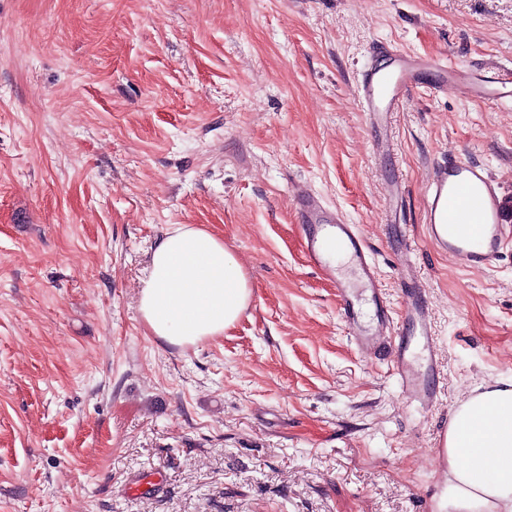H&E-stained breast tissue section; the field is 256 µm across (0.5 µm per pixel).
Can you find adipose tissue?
Instances as JSON below:
<instances>
[{
	"instance_id": "ef3b65f1",
	"label": "adipose tissue",
	"mask_w": 512,
	"mask_h": 512,
	"mask_svg": "<svg viewBox=\"0 0 512 512\" xmlns=\"http://www.w3.org/2000/svg\"><path fill=\"white\" fill-rule=\"evenodd\" d=\"M251 298L248 275L223 238L175 224L153 249L139 308L151 335L184 346L223 335ZM443 459L444 512H512V384L460 404L448 420Z\"/></svg>"
}]
</instances>
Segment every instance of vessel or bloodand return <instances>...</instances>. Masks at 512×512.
<instances>
[{
	"label": "vessel or blood",
	"instance_id": "1",
	"mask_svg": "<svg viewBox=\"0 0 512 512\" xmlns=\"http://www.w3.org/2000/svg\"><path fill=\"white\" fill-rule=\"evenodd\" d=\"M437 74V87H453L471 96L498 101L512 96V67L501 69L487 79L476 73L412 54L394 56L385 66L368 63L357 81V96L370 121L387 128L394 112L400 111L410 91L420 87L426 72ZM302 232L307 240L306 256L312 265L329 270L327 245L350 252L362 277L375 295L377 328L393 351L391 371L410 401L430 406L436 396L407 357L404 323L419 329L420 342L429 372H436L435 341L431 320L419 283L411 266H404L399 278L403 316L393 317L392 303L383 291L380 274L357 225L335 215L310 189L294 190ZM499 183L481 163L454 158L435 166L426 185L425 216L432 239L448 255L469 269L489 268L506 247L512 246V226L505 224Z\"/></svg>",
	"mask_w": 512,
	"mask_h": 512
}]
</instances>
